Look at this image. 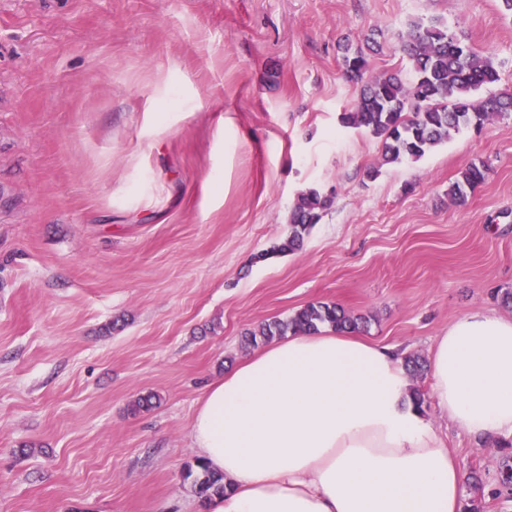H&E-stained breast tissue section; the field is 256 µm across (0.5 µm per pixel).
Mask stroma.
<instances>
[{
	"mask_svg": "<svg viewBox=\"0 0 512 512\" xmlns=\"http://www.w3.org/2000/svg\"><path fill=\"white\" fill-rule=\"evenodd\" d=\"M432 19L512 93L499 0H0V512H202L184 472L208 385L307 304L426 362L461 315L512 316V112L386 166L338 120L358 95L341 46L378 37L371 73L406 74ZM474 161L488 177L458 203ZM311 188L328 208L274 253ZM411 385L482 478L462 503L512 512L488 495L499 442L451 426L428 374ZM488 168L484 164L477 165L470 163L460 172V179L453 183L448 194L455 200L465 201L467 191L485 182L487 178Z\"/></svg>",
	"mask_w": 512,
	"mask_h": 512,
	"instance_id": "1",
	"label": "stroma"
}]
</instances>
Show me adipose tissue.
Here are the masks:
<instances>
[{
    "label": "adipose tissue",
    "mask_w": 512,
    "mask_h": 512,
    "mask_svg": "<svg viewBox=\"0 0 512 512\" xmlns=\"http://www.w3.org/2000/svg\"><path fill=\"white\" fill-rule=\"evenodd\" d=\"M430 377L466 434L512 435V317L474 310L449 323ZM190 439L228 486L206 512H459L466 480L413 407L396 353L335 330L265 344L225 373Z\"/></svg>",
    "instance_id": "obj_1"
}]
</instances>
